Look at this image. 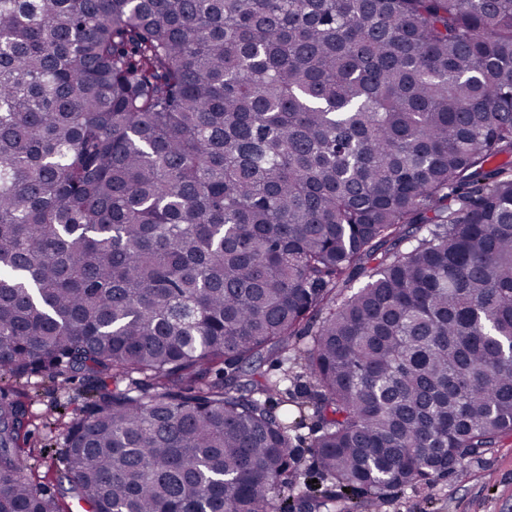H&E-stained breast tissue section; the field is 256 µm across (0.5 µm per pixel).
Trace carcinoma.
I'll list each match as a JSON object with an SVG mask.
<instances>
[{
  "label": "carcinoma",
  "instance_id": "1",
  "mask_svg": "<svg viewBox=\"0 0 512 512\" xmlns=\"http://www.w3.org/2000/svg\"><path fill=\"white\" fill-rule=\"evenodd\" d=\"M35 374L88 393L85 512H355L511 436L512 0H0V381ZM28 424L0 387V512H63ZM305 423L306 424L304 426L306 427L298 431V433L301 434L303 438H305V442L304 444H302V448H296L300 456L301 469L304 473L306 472L307 474L305 481L307 483V481L317 479V483H311L308 485L310 486L311 490L317 491L318 493L320 491H324L325 489L334 491L335 488L331 487L330 482L321 478V476L318 473H316V471H314L312 467V458L309 452L307 451V446L311 436V420L307 419ZM316 485H319V488H316Z\"/></svg>",
  "mask_w": 512,
  "mask_h": 512
}]
</instances>
